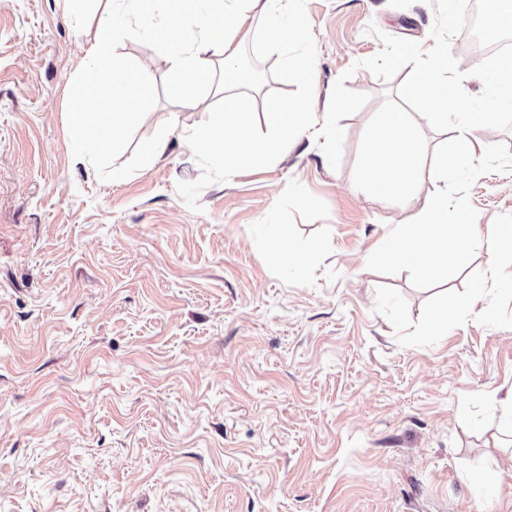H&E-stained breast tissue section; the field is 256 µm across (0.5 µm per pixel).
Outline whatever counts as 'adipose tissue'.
<instances>
[{
	"label": "adipose tissue",
	"mask_w": 512,
	"mask_h": 512,
	"mask_svg": "<svg viewBox=\"0 0 512 512\" xmlns=\"http://www.w3.org/2000/svg\"><path fill=\"white\" fill-rule=\"evenodd\" d=\"M125 2L105 0L97 37L85 51V75L69 118L71 137L82 144L91 164L114 153L120 127L136 124L141 110L153 99L151 73L120 60L113 51L125 31L121 22ZM135 2L142 9V27L164 35L170 75L190 106L212 83L215 60L224 62L225 81L235 78L238 49L255 21H262L266 43L282 48L300 43L305 28L297 0H190L193 28L188 32L175 26L170 17L155 12L152 0ZM117 103L127 107L118 116L111 111ZM248 110L246 98L225 95L222 111L209 113L201 125L188 131L186 144L225 167L244 157L270 158L277 149L291 146L298 131L316 128L324 134L329 130L328 125L313 124L309 103L290 107L271 100L262 113L265 131L255 136L248 129Z\"/></svg>",
	"instance_id": "obj_1"
}]
</instances>
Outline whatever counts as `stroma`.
<instances>
[{
    "instance_id": "35a3bbf8",
    "label": "stroma",
    "mask_w": 512,
    "mask_h": 512,
    "mask_svg": "<svg viewBox=\"0 0 512 512\" xmlns=\"http://www.w3.org/2000/svg\"><path fill=\"white\" fill-rule=\"evenodd\" d=\"M301 9L313 88L287 81L288 52L261 28L241 49L265 66L239 87L253 133L269 97L323 115L343 74L369 100L340 121L339 168L302 135L228 176L183 139L221 93L186 107L163 44L132 16L115 53L148 66L154 100L113 158L88 165L68 119L95 17L0 0V512H512L499 404L512 328L470 322L401 346L377 289L399 291L415 320L430 293L367 259L434 187L393 204L353 184L362 134L399 86L354 64L384 34L429 40L435 10ZM469 197L478 223L512 214V173L481 176ZM271 234L306 257L301 274L267 253Z\"/></svg>"
}]
</instances>
